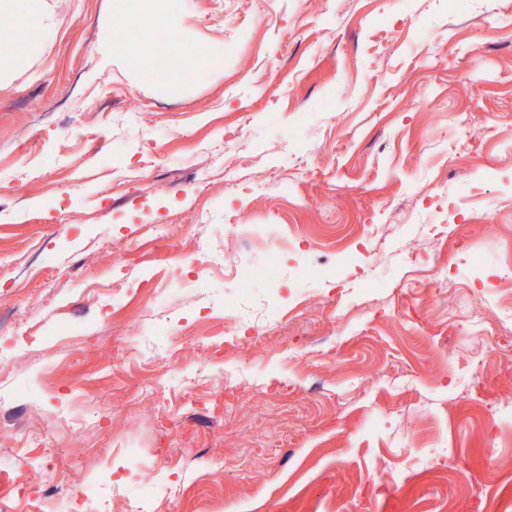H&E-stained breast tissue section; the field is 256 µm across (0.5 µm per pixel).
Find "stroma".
Instances as JSON below:
<instances>
[{
	"instance_id": "35a3bbf8",
	"label": "stroma",
	"mask_w": 512,
	"mask_h": 512,
	"mask_svg": "<svg viewBox=\"0 0 512 512\" xmlns=\"http://www.w3.org/2000/svg\"><path fill=\"white\" fill-rule=\"evenodd\" d=\"M42 2L55 28L41 54L0 57V398L25 432L0 427V469L35 445L56 458L53 496L83 473L89 494L116 481L133 498L150 464L179 458L156 512H512V422L493 407L512 395L506 0H180L172 23L208 62L170 78L148 71L154 39L142 63L113 54L131 0ZM144 160L143 181L115 182ZM228 221L268 225L239 254L270 278L242 291L217 269L186 291L179 254L206 262ZM370 224L387 228L377 263L352 251ZM133 239L124 295L71 316ZM242 304L287 321L212 356ZM33 320L42 340L14 345ZM75 407L101 430L76 437ZM432 448L455 465L410 469Z\"/></svg>"
}]
</instances>
